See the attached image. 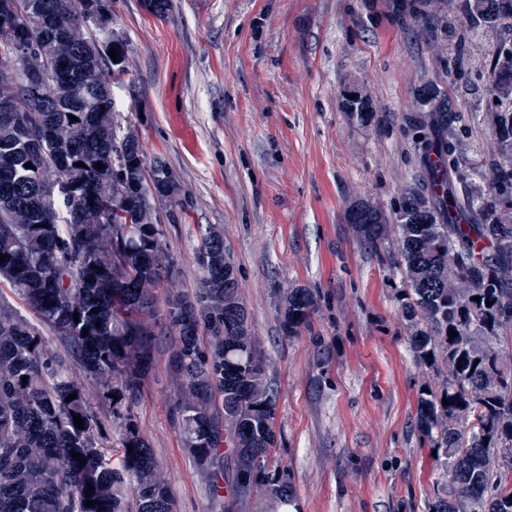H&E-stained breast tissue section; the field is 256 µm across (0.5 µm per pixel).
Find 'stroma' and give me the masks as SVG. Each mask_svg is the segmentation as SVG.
<instances>
[{
  "instance_id": "35a3bbf8",
  "label": "stroma",
  "mask_w": 512,
  "mask_h": 512,
  "mask_svg": "<svg viewBox=\"0 0 512 512\" xmlns=\"http://www.w3.org/2000/svg\"><path fill=\"white\" fill-rule=\"evenodd\" d=\"M388 3L172 0L160 20L142 0H112L129 66L115 124L161 157L180 188L155 204L174 259L172 283L155 293L196 288L201 229L223 228L277 393L272 462L290 478L294 512H424L437 478L415 427L426 371L409 352L393 253L357 238L347 212L361 199L392 211L422 179L406 123L424 84L447 92L459 116L462 165L483 167L496 150L486 108L497 39L439 12L464 34L460 50ZM354 85L370 92L379 124L343 112ZM282 288L319 298L291 338L279 327ZM171 348L160 335L133 419L173 512H224L169 417Z\"/></svg>"
}]
</instances>
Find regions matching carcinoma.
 <instances>
[{"label": "carcinoma", "instance_id": "carcinoma-1", "mask_svg": "<svg viewBox=\"0 0 512 512\" xmlns=\"http://www.w3.org/2000/svg\"><path fill=\"white\" fill-rule=\"evenodd\" d=\"M400 8L416 19L439 5L404 0ZM460 8L474 28L498 36L488 114L498 153L480 172L462 166L448 94L423 85L408 128L426 177L391 213L361 201L349 219L362 240L396 246L409 351L431 373L415 416L439 475L427 512H512V0ZM0 19L17 20L0 30V65L14 61L11 44L29 50L25 71L0 73V99L25 107L0 112V284L63 348L52 350L36 324L0 301V512H173L151 446L132 423L161 332L174 340L170 418L215 498L226 481L222 448L230 449L224 512H245L258 492L273 506L289 502L287 474L269 466L276 392L224 234L202 230L197 288L162 302L154 293L171 263L153 203L177 187L162 161H147L136 139L118 135L112 87L128 66L112 0H0ZM43 79L46 98L29 100L26 87ZM342 108L362 125L378 121L359 87L347 89ZM478 177L493 196L477 198ZM316 309L306 289L282 294L281 334L308 326ZM75 365L118 396L116 459L98 442L101 421Z\"/></svg>", "mask_w": 512, "mask_h": 512}]
</instances>
